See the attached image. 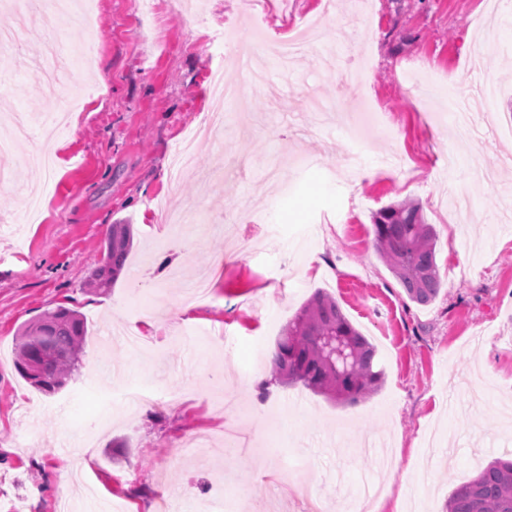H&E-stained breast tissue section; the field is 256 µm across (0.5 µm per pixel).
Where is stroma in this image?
Wrapping results in <instances>:
<instances>
[{"label": "stroma", "instance_id": "35a3bbf8", "mask_svg": "<svg viewBox=\"0 0 512 512\" xmlns=\"http://www.w3.org/2000/svg\"><path fill=\"white\" fill-rule=\"evenodd\" d=\"M288 0L287 12L252 0H96L93 26L80 12L54 23L62 43L91 45L90 67L41 95L42 26L0 49L5 110L51 115L90 92L56 137L53 169L35 164L40 139L19 143L9 182L0 183V491L26 496L32 512H56L86 482L128 512H157L159 500L198 512L222 497L224 512H303L322 494L323 512L346 504L375 469L353 459L355 443L386 439L397 464L380 512L426 503L444 512L451 490L490 460L512 458V435L496 422L512 410V229L492 231L512 207V9L487 0ZM317 21L341 62L319 52L282 71L251 47L250 30L279 36L288 19ZM52 22V21H51ZM246 55L267 83L230 109L223 145L200 140V165L221 156L224 182L201 195L194 176L172 181L170 155L211 108L210 74L237 76ZM364 71L344 80L342 66ZM434 76L418 98L406 70ZM501 93L471 136H458L448 105L475 97L484 80ZM496 171L478 187L468 223L439 201L470 175L471 161ZM418 203L437 231L443 287L430 304L411 302L379 259L373 216ZM184 209L172 232L156 203ZM125 221L133 247L108 292L87 288L112 224ZM234 253L222 261L224 253ZM213 268L212 294L194 303L195 272ZM333 296L375 346L380 390L355 406L334 404L302 385L275 382L271 355L288 320L316 291ZM192 305L186 315L179 305ZM86 319L77 370L47 394L18 372L19 330L57 306ZM125 323L139 349L110 336ZM148 386L178 395L164 408L131 402ZM192 432L216 452L185 456Z\"/></svg>", "mask_w": 512, "mask_h": 512}]
</instances>
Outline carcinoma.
<instances>
[{"mask_svg": "<svg viewBox=\"0 0 512 512\" xmlns=\"http://www.w3.org/2000/svg\"><path fill=\"white\" fill-rule=\"evenodd\" d=\"M374 246L410 301L427 305L443 280L436 262V231L419 204L389 205L374 216ZM132 225L114 224L102 258L89 275V286L112 287L126 264ZM84 317L58 306L24 327L17 369L47 392L61 389L77 369L83 350ZM376 352L342 313L336 299L317 292L285 327L272 357L274 379L300 383L311 391L348 405L375 394L383 371L375 369ZM445 512H512V459L497 458L470 480L457 485Z\"/></svg>", "mask_w": 512, "mask_h": 512, "instance_id": "carcinoma-1", "label": "carcinoma"}]
</instances>
